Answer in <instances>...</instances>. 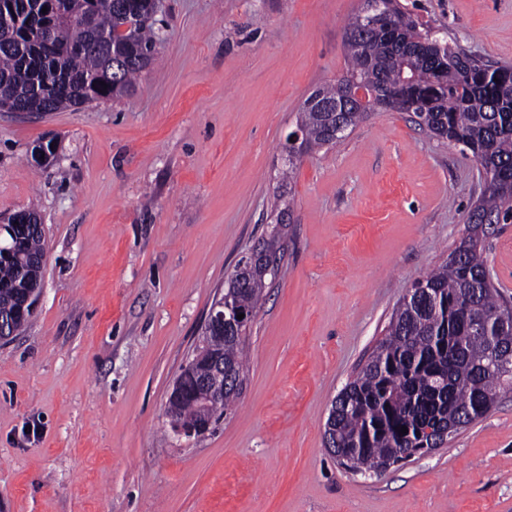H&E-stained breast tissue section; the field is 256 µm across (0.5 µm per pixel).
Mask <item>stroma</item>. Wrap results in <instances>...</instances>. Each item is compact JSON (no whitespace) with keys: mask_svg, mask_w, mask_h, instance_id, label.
<instances>
[{"mask_svg":"<svg viewBox=\"0 0 512 512\" xmlns=\"http://www.w3.org/2000/svg\"><path fill=\"white\" fill-rule=\"evenodd\" d=\"M132 96L0 112V219L44 225L41 297L0 341V512H512V392L380 475L330 455L334 398L484 186L461 146L375 111L284 179L310 93L346 69L363 0H164ZM448 43L512 64V0H400ZM53 144L39 166L36 147ZM282 262L242 345L236 407L173 436L166 402L243 257ZM512 302V224L485 240Z\"/></svg>","mask_w":512,"mask_h":512,"instance_id":"35a3bbf8","label":"stroma"}]
</instances>
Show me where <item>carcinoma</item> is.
<instances>
[{"mask_svg": "<svg viewBox=\"0 0 512 512\" xmlns=\"http://www.w3.org/2000/svg\"><path fill=\"white\" fill-rule=\"evenodd\" d=\"M0 3L24 14L18 25L0 24V105L58 112L120 99L156 59L161 0H54L46 14L38 0ZM393 24L398 37L390 43L383 27L364 30L356 17L349 22L346 74L368 92L407 86L414 122L470 151L490 186L468 213L466 236L445 263L415 281L384 338L336 397V442L365 471L395 458L401 440L418 441L428 427L467 426L512 391V375L499 381L480 369L491 348H512V325L492 331V342L472 328L473 318L503 306L487 280L483 237L495 224H512V65L477 61L462 48L428 40L430 31L405 10L395 12ZM350 92L338 79L311 96L334 103ZM372 111L368 105L331 114L303 106L297 120L303 135L288 148V173L302 155L336 144ZM12 220L0 233L10 245L0 251V319L16 336L28 322L21 303L42 280L45 251L42 228ZM264 288L263 266L239 263L224 297L254 314ZM210 336L224 360V379L244 370L234 331ZM209 371L204 364L181 373L178 410L188 422L207 416L216 423L235 405L239 391L231 384L223 401L209 402L201 387Z\"/></svg>", "mask_w": 512, "mask_h": 512, "instance_id": "1", "label": "carcinoma"}]
</instances>
